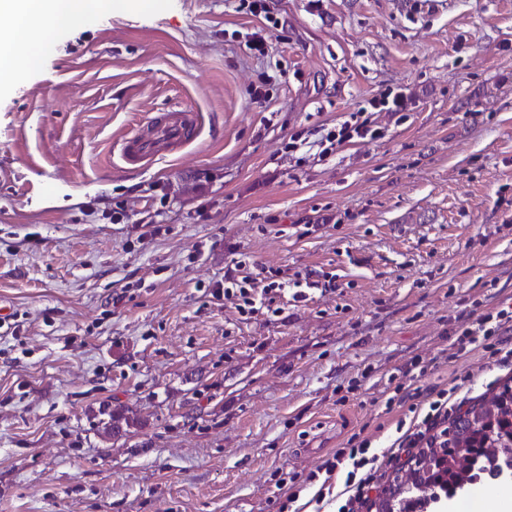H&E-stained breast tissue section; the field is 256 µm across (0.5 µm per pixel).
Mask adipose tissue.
<instances>
[{
    "label": "adipose tissue",
    "mask_w": 512,
    "mask_h": 512,
    "mask_svg": "<svg viewBox=\"0 0 512 512\" xmlns=\"http://www.w3.org/2000/svg\"><path fill=\"white\" fill-rule=\"evenodd\" d=\"M112 0H0V15L11 24L0 31V76L25 64H34L39 47L47 43L51 31H61L80 24L93 11L111 8ZM50 20V31L36 32L34 20Z\"/></svg>",
    "instance_id": "1"
}]
</instances>
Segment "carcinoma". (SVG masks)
I'll list each match as a JSON object with an SVG mask.
<instances>
[{
	"instance_id": "obj_1",
	"label": "carcinoma",
	"mask_w": 512,
	"mask_h": 512,
	"mask_svg": "<svg viewBox=\"0 0 512 512\" xmlns=\"http://www.w3.org/2000/svg\"><path fill=\"white\" fill-rule=\"evenodd\" d=\"M499 451L512 454V384L483 397L453 417L427 448L415 453L410 480H394L373 503L376 512H418L419 503H438L462 493L464 476L482 458Z\"/></svg>"
}]
</instances>
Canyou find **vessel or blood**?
<instances>
[{"instance_id": "b4317fda", "label": "vessel or blood", "mask_w": 512, "mask_h": 512, "mask_svg": "<svg viewBox=\"0 0 512 512\" xmlns=\"http://www.w3.org/2000/svg\"><path fill=\"white\" fill-rule=\"evenodd\" d=\"M199 125L198 112L184 107L173 108L125 138L120 145V157L125 164L141 165L153 159L161 150L170 151L185 145Z\"/></svg>"}]
</instances>
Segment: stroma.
<instances>
[{"label":"stroma","mask_w":512,"mask_h":512,"mask_svg":"<svg viewBox=\"0 0 512 512\" xmlns=\"http://www.w3.org/2000/svg\"><path fill=\"white\" fill-rule=\"evenodd\" d=\"M265 3L125 0L0 78V512H334L353 434L512 378L448 351L512 305V0ZM175 106L190 142L124 164ZM229 271L289 288L249 312ZM407 103L408 97L403 93L395 94L391 100L389 96L373 98L366 102V106L348 113L343 121L313 141L310 147H317L318 153L326 156L346 143L380 139L383 131L374 119L375 112H402Z\"/></svg>","instance_id":"obj_1"}]
</instances>
